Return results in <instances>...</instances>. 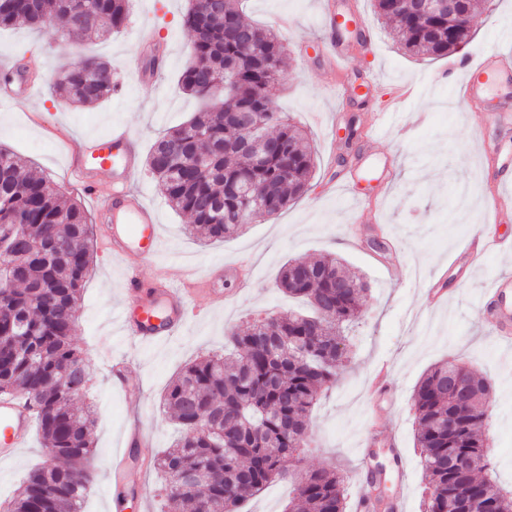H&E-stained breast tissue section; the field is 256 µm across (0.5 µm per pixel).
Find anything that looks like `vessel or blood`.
<instances>
[{
    "label": "vessel or blood",
    "mask_w": 512,
    "mask_h": 512,
    "mask_svg": "<svg viewBox=\"0 0 512 512\" xmlns=\"http://www.w3.org/2000/svg\"><path fill=\"white\" fill-rule=\"evenodd\" d=\"M320 18L336 69L346 71L350 54L342 36L352 20L338 11L336 0H322ZM458 98L465 110H478L486 124L512 127V51H489L476 63L464 65ZM140 154V140L124 127L116 126L108 136L87 139L84 148L70 154L68 165L85 190L98 197V215L111 225L110 234L102 242L104 249L116 257L136 251L148 260L158 251L161 233L156 209L131 186ZM101 174L112 178L105 194L100 192L97 181ZM503 242L496 225H487L484 234L467 245L461 258L467 266H474L479 256ZM149 276L147 269L131 270L123 290L120 324L127 339L136 346L154 345L178 335L189 317L185 288L165 276L154 277L155 288L148 295H140V284ZM476 303L485 310L490 329L512 332L511 273L494 276ZM33 426L34 414L26 403L0 395V462L13 460L27 447ZM140 443L139 432H132L122 455L110 464L118 486L112 497L113 512H125L129 500H142L148 494L141 475L131 469Z\"/></svg>",
    "instance_id": "obj_1"
}]
</instances>
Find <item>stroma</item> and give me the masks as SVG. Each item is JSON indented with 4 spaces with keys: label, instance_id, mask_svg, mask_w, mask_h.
<instances>
[{
    "label": "stroma",
    "instance_id": "stroma-1",
    "mask_svg": "<svg viewBox=\"0 0 512 512\" xmlns=\"http://www.w3.org/2000/svg\"><path fill=\"white\" fill-rule=\"evenodd\" d=\"M320 0H247L246 14L254 23L272 27L286 50V79L275 84L272 99L279 111L308 135L316 150V168L308 192L277 215L247 225L244 233L203 247L186 231L188 219L167 204L155 182L139 171L134 183L159 214L161 240L154 266L173 280L200 273L206 266L239 255L251 257L254 286L237 295L233 273H224L217 287L224 290L223 306L211 307L206 294L192 297L207 315L190 322L176 337L160 345L132 347L116 317L127 269L142 266L138 254L123 259L108 256L101 241L105 224L93 222L96 241L93 264L82 290L74 341L86 359L93 386L86 401L97 411V464L84 512H112V480L107 462L123 446L127 430L139 425L142 450L157 458L171 447L177 433L159 409L160 397L176 373L196 356L220 353L227 333L246 327L261 315L285 316L300 310L299 302L278 290L281 266L294 258L333 253L370 284L358 318L346 329L345 373L325 391L311 414L305 448L291 465L297 472L336 468L351 474L347 502L359 491L353 476L364 464L381 465L385 495L403 498V512H423L424 475L414 443L415 419L411 396L421 376L435 363L453 359L495 382L488 409L486 438L498 482L512 488V345L499 343L488 330L473 296L488 278L512 273V256L490 254L471 276L460 277L450 264L467 241L478 236L486 218L475 207L467 220L449 223L461 187L482 200L487 184L496 182L493 169L476 151L481 138L512 149V128H481L478 116L460 111L455 86L446 72L466 56L500 47L497 27L512 23V0H490L487 11L471 23L472 39L464 50L438 57H416L398 49L390 29L374 12L373 0H337L339 9L357 11L371 29L374 49L355 45L349 82L373 71L379 80L370 99L348 98L327 81L315 49L319 34ZM188 0H130L124 29L102 40L64 38L61 23L37 29L0 31V59H17L27 80L40 83L32 105L0 100V145L31 163L34 173L47 176L63 193L94 213L92 198L70 173L68 154L88 135H104L113 126H126L144 148L168 130L181 125L199 103L181 89L178 78L191 55L192 37L183 18ZM156 32L168 53V65L157 82L145 83V63L153 50L137 46L139 29ZM94 54L112 61L115 92L92 107H77L56 97L51 73L63 65ZM408 85L410 97L401 100L402 120L384 127L377 143L367 142L368 122L383 109L397 87ZM361 117L352 155L370 154L372 167L392 161L395 179L383 186L368 179H351L344 166L333 162L331 142L341 141L352 117ZM348 184L352 193L378 199L380 230H369L365 249L350 245L353 230L365 224L367 212L352 211L345 196L325 191L329 182ZM447 275L452 300L431 310L424 290L431 280ZM135 360L129 390L114 387L108 358ZM387 367L394 391L371 395L378 368ZM39 438L11 462L0 463V499L22 484L28 472L45 463Z\"/></svg>",
    "mask_w": 512,
    "mask_h": 512
}]
</instances>
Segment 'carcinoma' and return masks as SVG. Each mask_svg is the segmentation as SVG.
<instances>
[{
  "label": "carcinoma",
  "instance_id": "obj_1",
  "mask_svg": "<svg viewBox=\"0 0 512 512\" xmlns=\"http://www.w3.org/2000/svg\"><path fill=\"white\" fill-rule=\"evenodd\" d=\"M191 0L184 25L193 36L192 59L179 77L183 91L206 108L157 139L146 166L160 193L190 218L189 232L204 245L238 234L244 205L227 191L248 185L253 204L272 216L310 188L315 153L302 130L277 110L270 87L284 79L285 47L271 28L249 21L241 0ZM375 12L395 25L393 36L410 56H447L470 37L448 15L421 18L411 0H373ZM129 0H0V29L42 28L58 18L76 36H100L123 27ZM59 95L91 106L116 88L112 63L93 55L61 71ZM269 140L265 160L251 166V143ZM91 231L80 204L52 187L25 162L0 148V393L25 394L49 454L59 465L33 470L6 512H81L96 458L94 410L76 401L90 382L72 336L81 290L92 262ZM277 286L312 306L229 332L232 352L207 355L183 367L160 398L181 428L162 452L166 497L190 512H242L249 498L288 479L285 462L307 441L313 407L339 381L345 326L357 316L369 286L343 259L326 254L291 259ZM489 380L448 360L416 385L412 408L415 444L427 496L423 512H464L478 500L484 512H512V491L490 475L485 438ZM453 414L450 434L440 421ZM467 453L475 467L457 473L452 457ZM194 484L172 488L182 472ZM348 476L309 471L296 483L298 512H346Z\"/></svg>",
  "mask_w": 512,
  "mask_h": 512
}]
</instances>
